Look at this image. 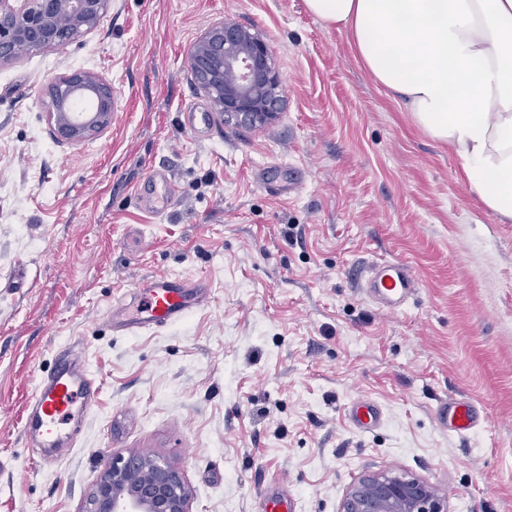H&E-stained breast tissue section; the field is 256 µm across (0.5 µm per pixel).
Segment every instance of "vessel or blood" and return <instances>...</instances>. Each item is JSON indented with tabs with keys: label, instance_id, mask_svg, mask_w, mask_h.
<instances>
[{
	"label": "vessel or blood",
	"instance_id": "1",
	"mask_svg": "<svg viewBox=\"0 0 512 512\" xmlns=\"http://www.w3.org/2000/svg\"><path fill=\"white\" fill-rule=\"evenodd\" d=\"M362 286L370 299L384 312H401L420 288L413 268L400 260L373 263ZM206 286L176 274L150 277L136 291V309L119 323V330H139L176 323L204 301ZM96 380L80 352L66 349L57 370L42 378L29 403L25 429L34 447L64 448L73 442L72 424L94 405ZM350 422L361 432L370 431L382 421V411L372 401H359L350 407ZM444 418L448 430L463 435L480 427V414L465 401H449Z\"/></svg>",
	"mask_w": 512,
	"mask_h": 512
}]
</instances>
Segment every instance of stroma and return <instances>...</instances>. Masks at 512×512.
<instances>
[{"mask_svg":"<svg viewBox=\"0 0 512 512\" xmlns=\"http://www.w3.org/2000/svg\"><path fill=\"white\" fill-rule=\"evenodd\" d=\"M227 17L269 42L286 105L253 127L213 114L201 139L189 53ZM79 70L116 111L74 144L48 90ZM156 173L179 194L161 216L137 195ZM382 258L420 280L396 314L360 288ZM161 273L204 280L202 305L117 331L113 311ZM70 345L99 394L48 461L25 409ZM451 399L480 408L476 432L444 427ZM362 400L383 412L364 434L346 417ZM132 450L180 467L193 512H259L282 485L296 512H339L385 470L436 486L446 512H512V223L304 0H111L76 42L0 66V512H81Z\"/></svg>","mask_w":512,"mask_h":512,"instance_id":"obj_1","label":"stroma"}]
</instances>
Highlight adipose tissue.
<instances>
[{"label":"adipose tissue","mask_w":512,"mask_h":512,"mask_svg":"<svg viewBox=\"0 0 512 512\" xmlns=\"http://www.w3.org/2000/svg\"><path fill=\"white\" fill-rule=\"evenodd\" d=\"M346 28L375 83L450 146L486 208L512 221V0H304Z\"/></svg>","instance_id":"1"}]
</instances>
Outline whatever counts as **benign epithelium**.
I'll return each instance as SVG.
<instances>
[{
	"mask_svg": "<svg viewBox=\"0 0 512 512\" xmlns=\"http://www.w3.org/2000/svg\"><path fill=\"white\" fill-rule=\"evenodd\" d=\"M110 0H0V65L17 49L64 47L95 29ZM195 83L214 111L238 125L275 121L285 101V83L269 43L226 19L212 25L192 46ZM112 87L96 73L75 71L49 88V119L56 135L71 143L90 140L112 124ZM193 493L173 462L130 451L112 465L86 497L82 512H192ZM339 512H442L430 483L393 472L354 478Z\"/></svg>",
	"mask_w": 512,
	"mask_h": 512,
	"instance_id": "1",
	"label": "benign epithelium"
}]
</instances>
